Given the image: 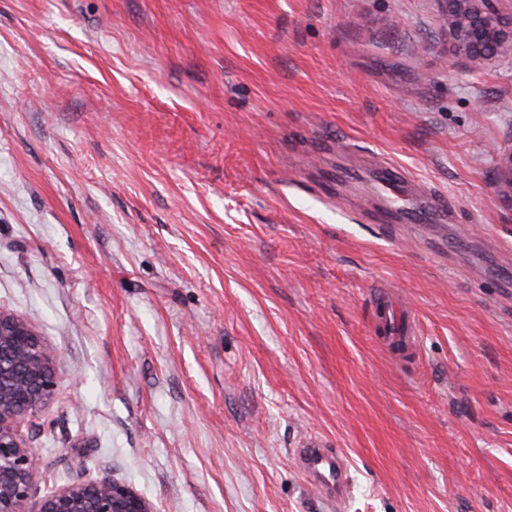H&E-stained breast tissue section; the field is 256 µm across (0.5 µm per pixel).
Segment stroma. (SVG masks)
<instances>
[{"label":"stroma","instance_id":"35a3bbf8","mask_svg":"<svg viewBox=\"0 0 512 512\" xmlns=\"http://www.w3.org/2000/svg\"><path fill=\"white\" fill-rule=\"evenodd\" d=\"M511 152L512 54L469 71L442 0H0V308L64 371L39 494L512 512ZM426 193L445 227L405 221ZM300 469L319 491L321 498L336 506L345 497L348 477L342 459L327 448L309 445L295 452Z\"/></svg>","mask_w":512,"mask_h":512}]
</instances>
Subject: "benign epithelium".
Here are the masks:
<instances>
[{
    "instance_id": "7a95c632",
    "label": "benign epithelium",
    "mask_w": 512,
    "mask_h": 512,
    "mask_svg": "<svg viewBox=\"0 0 512 512\" xmlns=\"http://www.w3.org/2000/svg\"><path fill=\"white\" fill-rule=\"evenodd\" d=\"M457 52L472 70L504 49L512 51V22L490 0H443ZM55 351L24 318L0 309V512H32L41 477L37 452L21 424L46 412L60 381ZM38 512H154L127 486L102 477L71 482L44 496Z\"/></svg>"
}]
</instances>
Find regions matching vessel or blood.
Masks as SVG:
<instances>
[{
	"label": "vessel or blood",
	"mask_w": 512,
	"mask_h": 512,
	"mask_svg": "<svg viewBox=\"0 0 512 512\" xmlns=\"http://www.w3.org/2000/svg\"><path fill=\"white\" fill-rule=\"evenodd\" d=\"M295 455L300 469L325 502L334 505L344 499L348 477L338 455L315 445L297 449Z\"/></svg>",
	"instance_id": "1"
}]
</instances>
